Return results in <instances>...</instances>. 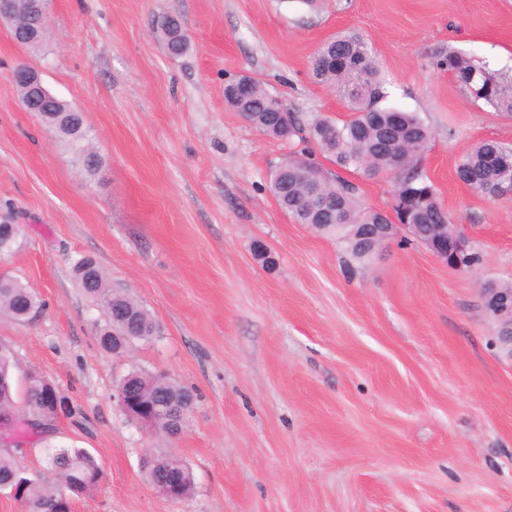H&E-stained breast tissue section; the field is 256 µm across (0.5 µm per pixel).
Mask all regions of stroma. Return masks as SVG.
Here are the masks:
<instances>
[{
  "label": "stroma",
  "instance_id": "obj_1",
  "mask_svg": "<svg viewBox=\"0 0 512 512\" xmlns=\"http://www.w3.org/2000/svg\"><path fill=\"white\" fill-rule=\"evenodd\" d=\"M164 11L191 38L183 57L153 28ZM350 31L379 57L388 104L430 129L423 169L479 264L454 269L396 238L356 262L270 192L295 146L228 107L224 87L249 75L304 117L344 121L311 64ZM452 50L512 78V0H51L36 49L0 24V223L24 227L0 274L41 302L32 320L0 316V343L73 410L12 448L18 468L50 481L52 449H90L103 477L73 512H512V353L480 291L512 281V198L456 176L477 143L512 146V114L437 67ZM19 65L82 112L100 174L23 111ZM341 176L365 208L390 210L389 178ZM82 256L158 336L101 348L102 314L73 277ZM132 371L193 393L179 437L121 411L114 389ZM149 448L190 467L188 499L148 484Z\"/></svg>",
  "mask_w": 512,
  "mask_h": 512
}]
</instances>
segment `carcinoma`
Returning <instances> with one entry per match:
<instances>
[{
	"label": "carcinoma",
	"instance_id": "carcinoma-1",
	"mask_svg": "<svg viewBox=\"0 0 512 512\" xmlns=\"http://www.w3.org/2000/svg\"><path fill=\"white\" fill-rule=\"evenodd\" d=\"M157 30L166 44L167 52L174 58L185 55L191 42L183 39L184 25L176 12L158 16ZM345 60L344 66L316 70L315 78L335 91L351 117L343 122L317 118L305 123L296 113L283 122L273 109L271 93L260 81L251 79L242 115L263 133L302 143L312 142L336 167L353 169L369 177L385 175L391 178L393 191L409 190L420 184L427 190L426 199L417 201L420 212L417 220V237L433 236L452 224L437 197L434 186L422 168V158L428 149L430 132L412 112L383 105L388 97L386 80L373 49L355 33H340L330 39L319 51L318 57L331 53ZM440 66L464 86L471 95L501 111L512 112V80H499L476 67L460 53L448 52ZM66 142L74 162L88 175L94 176L102 167V159L92 151L87 131L63 129L58 131ZM461 182L474 191L489 195L500 186L512 187V147L496 141H482L471 149L456 169ZM270 189L279 205L302 224H317L323 235H331L343 242L351 256L366 262L375 253L369 240L350 234L348 224H378L374 210L361 208L355 184L344 180L336 172L317 166L308 150L285 156L270 177ZM328 197L336 203L331 213L317 214L312 209L311 194ZM23 229L15 225L0 230V254L12 250ZM93 264L86 257L73 261L72 270L80 290L103 313V323L96 328L101 347L112 351L113 333L129 337L125 345L147 341L156 333L151 313L125 292L112 288L99 267L92 271L85 267ZM40 307V301L20 279L10 274H0V314L23 321L30 317V310ZM14 356L11 349L0 344V415L16 410V402L23 399L30 405L36 426H42L41 413L48 409L65 408L64 402L46 405L43 402L44 384L38 375L30 378L25 389L13 385ZM122 381L133 390L140 391L143 399L160 405L171 400L183 387L163 376L131 372ZM47 463L56 475V481L42 478L27 482L25 512H70L69 503L60 492L66 487L83 484L90 493L98 485L103 470L96 456L87 448L61 446L48 455ZM165 468L164 455L152 456L144 469L149 484L154 485ZM22 476L11 455L0 453V491L11 488L15 479Z\"/></svg>",
	"mask_w": 512,
	"mask_h": 512
}]
</instances>
